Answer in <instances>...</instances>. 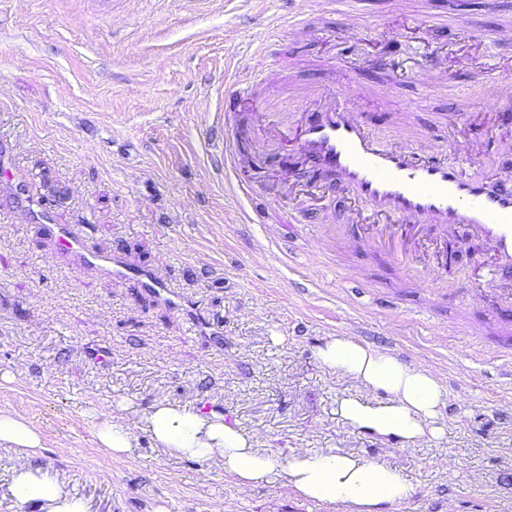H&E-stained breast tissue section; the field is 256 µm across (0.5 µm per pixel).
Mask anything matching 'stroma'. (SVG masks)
Returning a JSON list of instances; mask_svg holds the SVG:
<instances>
[{
  "instance_id": "obj_1",
  "label": "stroma",
  "mask_w": 512,
  "mask_h": 512,
  "mask_svg": "<svg viewBox=\"0 0 512 512\" xmlns=\"http://www.w3.org/2000/svg\"><path fill=\"white\" fill-rule=\"evenodd\" d=\"M289 0H0V397L40 434L36 463L57 472L89 512H339L310 506L289 487L239 489L214 464L174 459L139 434L115 457L94 436L92 412L160 400L253 433L284 457L336 448L398 468L414 492L391 512H512V372L500 320L473 290L477 258L460 254L445 280L469 289L473 311L429 297V272L396 268L347 221L340 190L320 192L294 176L258 132L267 115L240 108L247 134L234 174L207 150L224 117L226 83L267 45L266 70L301 83H334L321 61L359 60V83L389 43L411 46L394 100H354L365 121L392 134L405 112L429 150L437 139L485 136L495 105L457 63L478 55L499 73L503 57L475 39L512 20V0H357L336 12L306 4L307 25L269 29ZM438 18L432 29L426 18ZM373 31L358 40V25ZM463 89L469 115L453 118ZM261 179L265 224L244 218L250 202L231 184ZM304 203L302 223L284 225ZM343 226L335 237L325 210ZM79 224L88 250L118 253L150 270L193 307L172 309L133 279L77 264L43 230ZM372 285L350 299V276ZM344 336L405 362L438 369L448 396L445 438L386 450L335 413L353 385L315 359ZM453 461L439 466L440 458Z\"/></svg>"
}]
</instances>
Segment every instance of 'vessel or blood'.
Listing matches in <instances>:
<instances>
[{
  "mask_svg": "<svg viewBox=\"0 0 512 512\" xmlns=\"http://www.w3.org/2000/svg\"><path fill=\"white\" fill-rule=\"evenodd\" d=\"M400 50V45H393L378 64L386 83L357 85L359 96L387 102L395 73L393 59ZM476 74L498 106L497 124L511 127L512 78L487 75L481 67ZM265 80L264 69H255L235 81L234 93L255 97ZM270 132L289 142L314 172L335 176L363 211L378 216V223L366 225V237L388 258L412 267L424 228L439 229L443 245L465 246L488 255L480 294L496 309L512 307V289L499 284L502 273L512 272V187L496 168L503 140L494 136L484 140L481 156L492 173L478 176L467 169V156L450 149L446 141H437L429 156L420 154L407 134L394 143H383L364 123L360 111L326 95L318 85L302 86L300 104L287 128L274 126ZM54 236L64 251L84 265L121 277L131 272L118 257L88 251L77 227L56 226Z\"/></svg>",
  "mask_w": 512,
  "mask_h": 512,
  "instance_id": "obj_1",
  "label": "vessel or blood"
}]
</instances>
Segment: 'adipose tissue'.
<instances>
[{"label": "adipose tissue", "instance_id": "1", "mask_svg": "<svg viewBox=\"0 0 512 512\" xmlns=\"http://www.w3.org/2000/svg\"><path fill=\"white\" fill-rule=\"evenodd\" d=\"M316 358L359 388V395L336 401L338 417L351 428L372 433L389 446L442 436L438 419L447 391L433 368L343 336L325 341ZM140 432L148 433L163 454L220 465L238 487L280 481L303 498L338 505L341 512H383L413 492L389 463L335 448L301 450L280 459L223 415L168 401L156 402L144 413H102L95 437L102 448L120 456ZM40 445V435L0 405V446L14 449L21 459L9 485L15 502L38 506L40 512H88L85 501L71 494L57 474L33 464L31 452Z\"/></svg>", "mask_w": 512, "mask_h": 512}]
</instances>
